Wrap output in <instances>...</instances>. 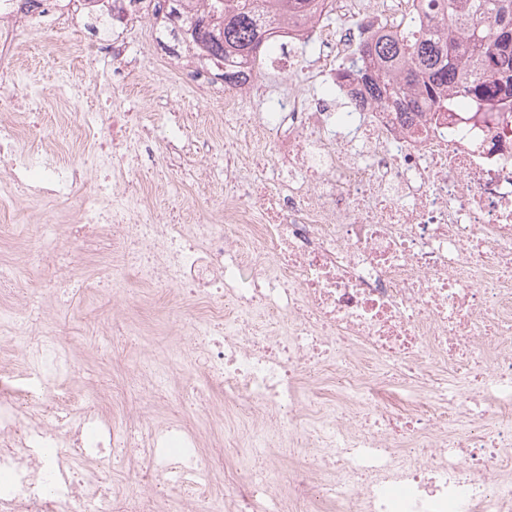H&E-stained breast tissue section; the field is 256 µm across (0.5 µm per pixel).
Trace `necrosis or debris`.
<instances>
[{"mask_svg": "<svg viewBox=\"0 0 512 512\" xmlns=\"http://www.w3.org/2000/svg\"><path fill=\"white\" fill-rule=\"evenodd\" d=\"M420 12L419 0H316L283 21L278 48L224 92L223 223L164 224L176 199L126 177L157 127L66 81L54 93L66 110L44 126V93L18 64L23 30L52 11L0 0V240L24 238L26 260L55 270L18 309L22 268L0 259V512H162L170 490L185 512H512V113L450 95L407 116L345 85V113L296 89L276 111L242 109L266 103L262 72L336 79L354 43ZM31 208L43 223L12 224ZM94 257L114 289H142L112 333L143 337L144 385L178 399L185 372L218 389L225 438L203 446L150 410L134 434L73 396L74 355L43 297ZM186 298L194 347L159 351L150 313ZM311 371L328 397L305 396ZM305 436L309 463L292 465ZM228 439L262 468L235 478ZM105 448L146 460L142 493L105 484Z\"/></svg>", "mask_w": 512, "mask_h": 512, "instance_id": "necrosis-or-debris-1", "label": "necrosis or debris"}]
</instances>
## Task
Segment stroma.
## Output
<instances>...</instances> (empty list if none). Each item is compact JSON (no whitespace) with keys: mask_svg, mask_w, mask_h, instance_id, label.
<instances>
[{"mask_svg":"<svg viewBox=\"0 0 512 512\" xmlns=\"http://www.w3.org/2000/svg\"><path fill=\"white\" fill-rule=\"evenodd\" d=\"M112 34L129 43L126 65L132 72L131 86L126 91L112 94V109L138 113L149 124L157 123L160 113H179V144L190 147L205 142L209 145L205 153L190 149L180 166L169 169L163 182L150 178L152 164L148 159L136 161L135 179L145 192L159 197L167 189L178 187L181 191L178 219L183 223L193 224L219 216L224 199V141L212 134L205 119L206 113L219 109V101L170 77L168 68L175 58L160 45L155 25L149 24L144 15L114 22ZM50 37L47 30L27 33L26 42L38 46L40 54L24 56L19 69L21 77L35 80L46 92L63 78L97 91L108 90L113 70L110 57H97L93 67L85 68L81 63L60 58ZM107 273L105 263L91 261L63 299L49 302L53 319L76 349L75 388L85 392L92 404L116 422L130 421L132 410L146 403L162 416L177 417L193 426L202 441L223 435L220 410L204 412L134 389L132 362L139 346L138 339L121 342L102 330L117 305L116 299L95 288ZM194 314L195 308L191 305L180 309L166 308L163 317L153 323L158 347L190 345L192 336L187 321Z\"/></svg>","mask_w":512,"mask_h":512,"instance_id":"obj_1","label":"stroma"}]
</instances>
